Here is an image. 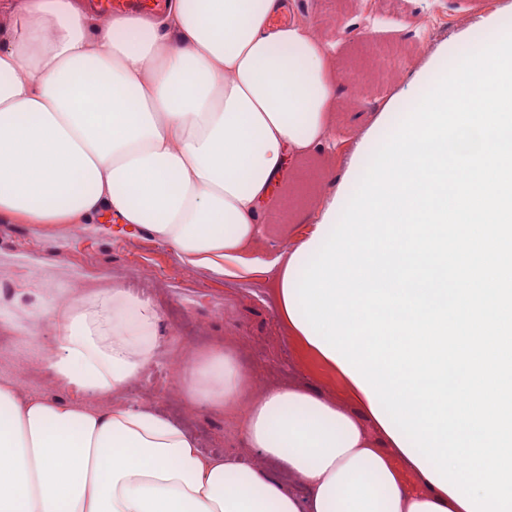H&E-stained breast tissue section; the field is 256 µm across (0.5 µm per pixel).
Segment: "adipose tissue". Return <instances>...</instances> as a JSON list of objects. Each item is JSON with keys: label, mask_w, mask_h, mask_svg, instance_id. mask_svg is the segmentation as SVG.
<instances>
[{"label": "adipose tissue", "mask_w": 512, "mask_h": 512, "mask_svg": "<svg viewBox=\"0 0 512 512\" xmlns=\"http://www.w3.org/2000/svg\"><path fill=\"white\" fill-rule=\"evenodd\" d=\"M284 0H169L120 17L81 0H0V219L125 224L191 266L236 277L262 232V204L287 163L335 147L344 95L313 26L273 25ZM343 184L312 230L269 263L284 326L307 351L292 282L330 230ZM54 342L31 334L70 401L0 384V512H467L377 420L378 437L332 401L288 386L254 390L221 346L181 380L190 404L245 401L249 447L289 486L237 456L204 454L179 425L118 400L155 360L161 313L115 286L52 299ZM112 395V406L82 403ZM415 483H408L406 472Z\"/></svg>", "instance_id": "obj_1"}]
</instances>
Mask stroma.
Segmentation results:
<instances>
[{
    "instance_id": "obj_1",
    "label": "stroma",
    "mask_w": 512,
    "mask_h": 512,
    "mask_svg": "<svg viewBox=\"0 0 512 512\" xmlns=\"http://www.w3.org/2000/svg\"><path fill=\"white\" fill-rule=\"evenodd\" d=\"M297 18L312 24L333 44L336 73L343 82L365 75L363 95L347 93L334 107L336 137L351 140L367 130L381 105L394 100L389 124L376 138L401 121L410 102L451 69L469 47L484 42L485 19L512 31V0H290ZM446 20L441 35L426 40L421 28L427 16ZM426 40L424 52L411 55L394 78L373 75L376 46L409 48ZM348 171V158L305 157L296 160L266 206L268 231L245 254L246 259L272 260L283 247L306 238L302 221L331 197ZM120 286L150 301L161 312L158 361L121 395V402L153 405L184 426L200 448L236 454L263 464L240 429L243 405L214 409L189 404L179 384L194 355L230 348L242 368L253 374L256 389L267 382L294 383L336 401L352 414L360 406L329 367L300 350L283 332L272 296L273 277L255 270L224 277L184 263L177 251L122 224H13L0 221V383H15L27 397L70 400L28 340L30 309L52 296L78 292L91 295Z\"/></svg>"
}]
</instances>
